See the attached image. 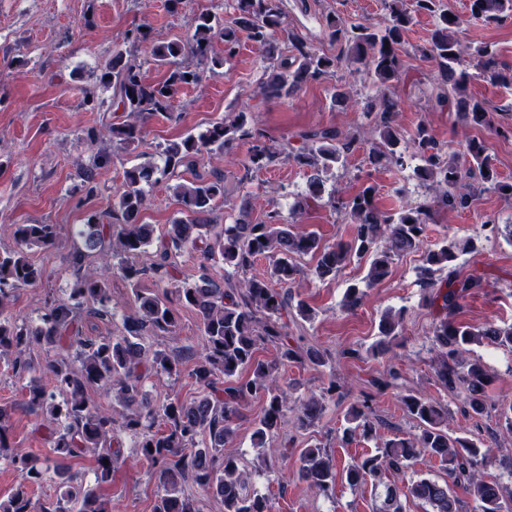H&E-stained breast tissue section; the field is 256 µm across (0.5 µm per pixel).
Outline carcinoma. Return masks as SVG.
Returning a JSON list of instances; mask_svg holds the SVG:
<instances>
[{
	"instance_id": "1",
	"label": "carcinoma",
	"mask_w": 512,
	"mask_h": 512,
	"mask_svg": "<svg viewBox=\"0 0 512 512\" xmlns=\"http://www.w3.org/2000/svg\"><path fill=\"white\" fill-rule=\"evenodd\" d=\"M282 0H237L236 16L229 25L216 15L202 11L195 15L190 33L183 39L156 42L150 47L151 61L165 69V78L157 83L145 81L142 64L135 52L149 40V31L136 26L129 30L123 45L112 50V57L98 74L96 88L85 91L84 103L98 106L97 90L111 93L115 111L126 119L106 128L113 145L128 149L139 144L146 123L172 110L176 95L186 86L200 81L206 70L224 67L241 40L253 43L272 64L267 81L261 88L269 98H286L301 84L329 78L344 63L363 66L375 75L382 109L374 128L375 141L368 153L372 165L407 166V159L417 158L414 169L420 182L443 187L439 203L452 210L470 206L471 195L465 179L473 177L497 194L512 198V182L499 179L488 147L482 139L465 144L464 160L448 157L424 123L408 133L396 127L391 118L396 83L401 79L404 36L415 15L434 17L436 28L423 56L434 60L450 87L438 86L436 107L456 112L476 126L492 125L485 102L466 94V71L458 70L464 49L457 37L461 24L458 16L448 17L450 10L441 0H384L388 23L375 29L364 23L345 25L333 16L325 19L330 39L344 45V53L330 57L319 55L301 38L288 35L289 52L279 47V34L286 31ZM470 18L486 24L499 22L512 13V0H469ZM224 42V55L211 53L214 38ZM471 55L482 68L502 84L512 82V75L496 71L494 54L480 46ZM302 145L282 152L269 143L266 134L251 125L244 112H230L224 120L198 135L187 134L165 144L161 150L163 166L147 160L125 170L124 184L113 197L112 211L106 216L92 215L80 225L82 247L66 258L73 277L68 297L46 299L34 321L19 320L9 311L15 290L33 287L45 279V270L33 262L28 250L33 246L55 245L56 224H14L15 247L0 253V360L4 359L13 374L23 381L24 404L37 416L57 426L51 428L50 444L57 457L66 459L84 452L96 454L97 480H112V470L122 462V435H139L140 455L158 474L161 493L153 512H204L201 499L191 489L198 488L224 504V512H273L268 497L248 490L249 477L239 458L224 452L237 432L240 409L249 400H264L261 415L255 420L252 447L259 458L267 449L281 458L288 448H271L274 433L283 417L292 411L296 425L307 429L319 420L327 398L336 392V380L316 397L294 399L284 379L288 365L295 362L314 367L326 365L319 349L294 346L290 341L288 314L291 290L280 291L273 285L293 283L298 272L293 260L312 254L316 264L310 275L319 281L336 279L351 260L369 258L366 275L351 283L344 292L342 306L357 309L367 296V289L384 280L395 258L420 249L431 215L422 207L403 206L383 211L375 198V188L361 187L341 198L328 197V203L347 215L353 224L347 242L326 244L311 231H295L284 223L277 210L254 222L247 203L239 207L238 216L224 229L209 235L211 214L218 200L224 198V177L211 169L197 172L203 160L220 162L240 142L248 144L244 167L260 171L278 156H284L311 170L308 188L296 201L299 208L322 200L325 193L322 174L344 163L354 139L338 129L321 128L300 135ZM107 151L97 153L82 173L76 192L91 194L96 189L99 170L111 165ZM193 173L189 181H179L170 189L182 206L185 218L169 225L167 238L159 243V259L140 265L134 258L153 242L154 227L142 223L141 214L147 196L144 185L159 174L164 179ZM475 248L471 239H443L428 250L417 268L416 284L430 290L429 301L444 317L432 330V345L437 351L435 376L448 393L466 394L464 413L480 417L487 409L485 387L490 380L484 364L470 359L471 346L484 342L512 349V324L490 322L480 328L453 320L452 315L469 295L483 288L481 278L455 274L459 256ZM199 252L204 260L219 259L227 271L225 287H218L206 275L190 284H176L163 293L135 291L137 311L123 318L121 334L86 339L79 335L78 322L88 311L104 323L116 316L110 288L98 272L110 269L137 284L151 273L163 280L169 276L167 260L172 252ZM259 257L273 258V278L249 276L247 272ZM446 278H441L443 272ZM195 311L201 332L199 347L184 346L177 351L152 349L150 340L159 334L178 337L179 309ZM402 313L388 309L379 319L378 340L368 351L382 354L387 345L400 336ZM271 345L275 355L258 356L259 350ZM34 348L45 352H73L49 361L46 375H41L26 353ZM194 357L191 376L198 385L199 396L187 402L177 397L156 405L147 399L142 383L152 375L177 378L188 357ZM398 378L369 381L370 392L350 405L341 440L369 438L385 427L392 432L374 454L353 459L345 468V481L354 487L368 480L379 483L387 472L400 478L401 484H387L379 495L376 512H406L409 499L430 506V512H512L498 482L487 481L483 470L495 465L512 475V458H499L496 440H472L448 432V406L438 400L413 394L400 396L406 413L416 422L417 433L408 436L388 425L375 411L376 396L393 386ZM102 386L112 396L105 408L94 404L90 388ZM7 409L0 407V458L10 460L20 482L15 492L0 500V512H112L109 503L86 489L78 475L59 464L40 465L28 454L13 448L10 442ZM423 458H435L446 466L447 478L439 481L415 474L414 465ZM109 464H104V461ZM299 475L326 498L336 493L337 471L331 456L320 446L299 451ZM53 473L60 490L51 503L32 500L29 489ZM463 484L472 505L463 510L450 492V485Z\"/></svg>"
}]
</instances>
